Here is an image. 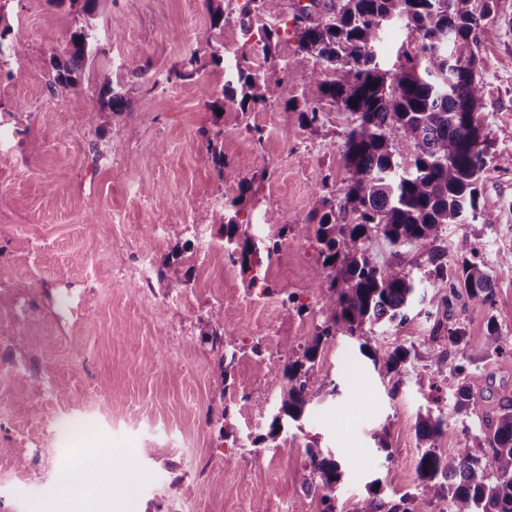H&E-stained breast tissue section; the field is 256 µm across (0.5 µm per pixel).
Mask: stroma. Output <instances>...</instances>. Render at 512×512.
Instances as JSON below:
<instances>
[{
  "label": "stroma",
  "instance_id": "obj_1",
  "mask_svg": "<svg viewBox=\"0 0 512 512\" xmlns=\"http://www.w3.org/2000/svg\"><path fill=\"white\" fill-rule=\"evenodd\" d=\"M78 22L70 6L51 0H13L9 8L6 41L24 43L25 52L0 73V290L22 294L31 307L21 315L0 305V458H24L28 479L0 478V512H322L319 495L297 480L311 444L348 464L336 508L374 484L380 499L395 503L418 489L421 417L446 421L435 442L440 454L478 448L485 416L512 404V273L502 267L512 256V0H499L477 41L458 49L474 55L482 83L485 169L477 218L444 233L449 263L477 255L493 277L492 296L448 308L417 303L407 322L375 326L374 360L357 338L325 342L312 378L331 380L333 391L274 436L288 381L268 366L325 320L328 297L310 288L318 251L309 217L322 197L345 202L349 114L296 66L295 39L263 60L260 45L233 23L216 41L225 54L264 67L275 88L266 103L240 112L223 96L224 67L197 42L209 25L203 0H104L93 67L76 86H55L50 60L64 55ZM416 50L415 34L400 22L375 47L381 68L393 73ZM130 57L145 76L124 68ZM102 64L124 96L112 111L100 105ZM210 94L223 97L222 115L206 107ZM291 98L321 108L319 127L301 123L285 105ZM216 126L238 180L252 185L240 212L232 205L238 181H220L201 145L200 129ZM102 153L114 163H98ZM213 209L246 224L274 211L291 225L281 264L266 273L265 303L245 307L248 274L219 247L200 251V238L223 240L219 225L197 221ZM38 241L45 248L36 258ZM139 251L153 267H174L146 294L130 280ZM177 290L181 302L170 303ZM292 293L305 312L287 303ZM215 312L235 348L224 374L221 349L201 338ZM492 325L502 338L497 352L487 346ZM451 327L464 330L470 367L484 379L468 415L454 408L462 376L439 360ZM399 346L410 356L386 372L379 359ZM381 437L387 449L378 447ZM76 452L96 479L86 495L68 499L58 488L63 477L81 478L70 466Z\"/></svg>",
  "mask_w": 512,
  "mask_h": 512
}]
</instances>
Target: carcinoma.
<instances>
[{"label": "carcinoma", "mask_w": 512, "mask_h": 512, "mask_svg": "<svg viewBox=\"0 0 512 512\" xmlns=\"http://www.w3.org/2000/svg\"><path fill=\"white\" fill-rule=\"evenodd\" d=\"M83 17L72 32L65 55L54 57L50 65L54 83L70 87L78 82L85 61L92 57L97 42L95 19L100 0H59ZM215 0H205L209 27L198 32L197 42L211 49V62H224V45L214 43V31L232 22L231 14ZM401 20L417 34L420 57L406 56L398 73L382 69L374 47L384 26ZM244 33L256 35L268 53L274 42L291 35L297 42V63L314 60L320 69L311 72L319 91L339 102L351 116L345 141L344 160L349 173L345 203L336 207L323 197L320 208L310 215L315 226L320 266L313 275V287L327 289V316L312 339L287 347L280 363L268 369L283 373L288 389L283 393L277 416L271 422L274 436L283 419L297 421L306 407L326 388L327 382H311L322 345L338 335L364 338L360 350L377 360L371 346L372 326L381 322L405 323L419 289L436 293L448 306L451 297L465 293L474 304L485 303L491 295V277L477 261L464 258L448 268L443 246V230L476 218L478 184L484 170L480 125H469L459 116L460 103L480 104L482 86L475 76L473 61L459 63L448 46L473 43L480 20L473 0H309L291 19L282 17V0H245L237 16ZM102 108L113 110L122 95L112 83V69H97ZM236 84L224 86V96L240 91L239 108L249 112L266 102L271 91L264 79L237 65ZM201 137L211 155L221 181H238L241 206L251 190L250 183L224 158L218 139L221 130L201 129ZM352 216L339 222V214ZM200 224H218L226 241L233 244L231 262L248 272L255 261L257 246L240 234L237 219H225L215 212L201 215ZM393 244L408 245L427 255L431 269L425 281L415 279L406 266L411 260L399 255L398 262L384 268L373 263L360 248L375 234ZM220 315L213 314L202 335L212 345L223 344ZM448 346L455 357L466 353L465 335L448 332ZM408 350L397 347L383 357L387 372L399 369ZM456 392L458 412L470 410L480 377L465 374ZM424 442H434L444 432V421L427 415L418 424ZM488 451L481 456L463 446L447 455L426 449L417 465L420 491L401 498L388 512H427L433 498H448L452 512H512V405L501 407L493 425L484 433ZM308 465L298 475L301 486L321 493L323 512H335L332 500L336 483L343 475V464L314 445L305 448ZM380 504L371 496L346 502L343 512H378Z\"/></svg>", "instance_id": "1"}]
</instances>
